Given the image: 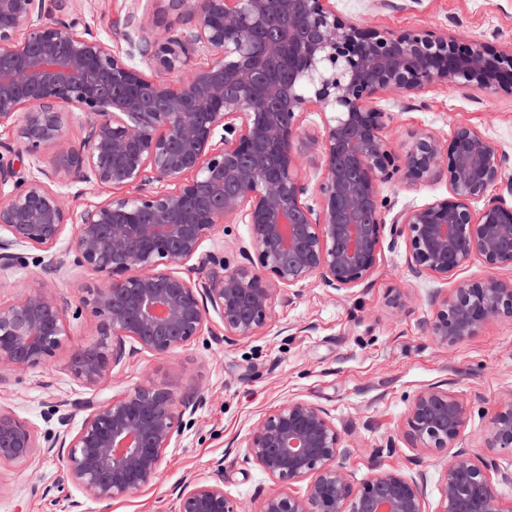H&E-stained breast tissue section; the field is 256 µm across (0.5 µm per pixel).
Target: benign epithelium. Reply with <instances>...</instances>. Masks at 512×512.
Wrapping results in <instances>:
<instances>
[{"label": "benign epithelium", "mask_w": 512, "mask_h": 512, "mask_svg": "<svg viewBox=\"0 0 512 512\" xmlns=\"http://www.w3.org/2000/svg\"><path fill=\"white\" fill-rule=\"evenodd\" d=\"M68 0H0V273L27 267L23 249L42 252L33 283L0 304V385L44 365L71 336L78 311L52 279L68 266L94 272L84 303L102 317L99 339L75 350L70 373L107 389L126 355H169L222 323L224 341L259 335L279 302H292L315 278L326 288L365 283L384 231L410 244L414 274L446 280L472 259L512 266V205L488 196L506 179L504 156L482 132L458 126L446 145L411 133L401 161L386 148L381 93L418 94L435 85L512 92V54L461 46L421 30L368 29L336 13L330 0H131L124 37L147 67L184 79L155 80L116 54ZM59 12L52 20L47 17ZM185 17L153 38L131 32L152 14ZM205 53L209 62L193 64ZM88 119L77 145L66 139L69 110ZM322 116L317 140L304 115ZM319 146V207L300 160ZM47 150L57 163L40 176L20 173L24 157ZM446 167L451 198L398 212L386 223L381 183H424ZM76 179L108 195L81 212L60 187ZM134 187L132 194L124 187ZM475 200L484 201L479 210ZM242 217L250 247L232 266L203 250L217 228ZM73 253L57 251L68 227ZM205 272L200 277L198 273ZM435 343L453 346L499 317L512 318V279L462 284L431 298ZM203 404L145 383L85 403L86 415L61 441L40 442L27 424L0 411V464H26L58 450L64 479L101 504L151 489L185 414ZM467 404L438 386L412 399L406 436L448 451L440 498L429 510L426 476L378 467L360 485L345 461L352 449L330 412L290 399L262 416L244 460L271 481L260 512H512L499 485L512 484V402L495 414L484 440L490 455L452 449ZM306 483L304 493L289 488ZM172 512H244L224 493V476L186 486Z\"/></svg>", "instance_id": "benign-epithelium-1"}]
</instances>
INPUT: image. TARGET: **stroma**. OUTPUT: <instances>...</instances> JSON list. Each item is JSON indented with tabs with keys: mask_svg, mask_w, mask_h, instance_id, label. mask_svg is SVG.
I'll use <instances>...</instances> for the list:
<instances>
[{
	"mask_svg": "<svg viewBox=\"0 0 512 512\" xmlns=\"http://www.w3.org/2000/svg\"><path fill=\"white\" fill-rule=\"evenodd\" d=\"M349 21L384 31L419 29L459 43L486 42L512 53V0H332ZM130 0H73L85 25L114 51L127 52L123 19ZM389 114L384 137L402 155L416 129L448 142L457 126L480 130L506 155L512 177V93L441 85L419 95L386 94L377 101ZM380 194L394 210L421 206L449 196L447 176L410 186L400 179L382 183ZM406 238H385L373 275L351 290L303 286L290 304H276L273 318L258 336L227 344L220 322H213L186 347L168 356L147 352L127 358L113 372L108 389L115 395L144 381L177 393L198 391L202 408L173 441L155 485L114 502L110 512H171L179 489L224 471V490L244 512H259L268 477L245 463L247 437L267 412L302 398L329 410L352 450L346 467L355 483L372 474L375 460L424 472L427 499L437 504L448 463L444 451L413 447L406 437V413L413 397L440 386L468 406L456 447L482 454L496 411L512 400V319L486 323L475 336L441 346L425 332L434 308V291L492 276L512 278V268L487 269L480 260L448 281L415 277L408 265ZM97 276L71 268L56 284L78 307L68 341L47 364L0 387V410L27 423L38 438L76 428L80 402L89 389L69 372L71 353L95 340L100 323L82 303L85 286ZM400 304H393V297ZM63 462L56 454L29 465L0 464V512H101L102 506L73 486L62 485Z\"/></svg>",
	"mask_w": 512,
	"mask_h": 512,
	"instance_id": "obj_1",
	"label": "stroma"
}]
</instances>
